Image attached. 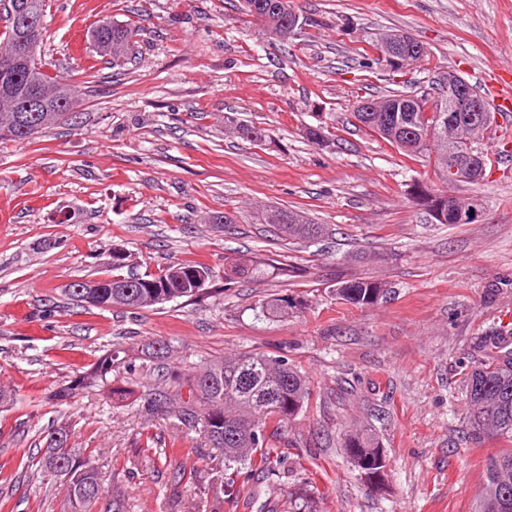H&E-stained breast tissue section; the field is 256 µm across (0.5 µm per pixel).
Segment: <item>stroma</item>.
Returning <instances> with one entry per match:
<instances>
[{"label":"stroma","instance_id":"1","mask_svg":"<svg viewBox=\"0 0 512 512\" xmlns=\"http://www.w3.org/2000/svg\"><path fill=\"white\" fill-rule=\"evenodd\" d=\"M242 4L45 0L42 58L84 95L68 121L0 143V512H60L61 490L34 459L53 425L98 453L104 488L124 491L130 512H190L165 472L223 470L201 427L98 391L53 400L106 350L134 358L155 340L175 367L263 352L310 380L307 408L279 424L275 474L249 472L221 512H290L303 485L320 512L476 510L486 459L505 443L463 441V377L480 337L512 312V156L480 185L449 186L354 112L450 71L478 88L491 72L512 81V0H294L302 27L285 41ZM131 19L140 31L120 64L85 39L99 21ZM395 30L425 49L407 76L376 50ZM229 116L263 129L262 144L225 135ZM415 180L480 197L481 217L435 223L408 194ZM271 207L330 234L274 239L261 222ZM218 213L227 223H212ZM118 255L125 275L206 265L213 290L141 310L68 299V284L111 276ZM228 257L266 274L225 286ZM357 278L386 297L337 299ZM271 296L289 300L287 317L258 315ZM351 428L382 441L385 492L353 471L341 446Z\"/></svg>","mask_w":512,"mask_h":512}]
</instances>
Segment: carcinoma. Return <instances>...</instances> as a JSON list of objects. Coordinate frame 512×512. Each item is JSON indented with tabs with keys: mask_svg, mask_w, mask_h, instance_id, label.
<instances>
[{
	"mask_svg": "<svg viewBox=\"0 0 512 512\" xmlns=\"http://www.w3.org/2000/svg\"><path fill=\"white\" fill-rule=\"evenodd\" d=\"M9 25L0 44L16 34L17 20L21 12H35L43 16L44 0H8ZM246 11L261 24L271 9L288 20L292 28L299 26V16L294 12L292 0H244ZM138 28L131 23L111 21L97 24L87 32L88 40L97 53L119 61L126 57L131 41ZM425 50L415 51L407 45L396 48L394 59L388 64L399 70L414 65L424 56ZM10 80L11 95L16 99L23 95L30 80L39 83L51 98L53 110L59 115L73 108L81 99L82 90L77 83L55 80L45 70L32 74L25 70L13 72ZM437 95L400 92L376 98L378 102L392 106L390 112H355L356 119L382 139L397 147L405 155H424L434 159L437 170L448 165V154L453 149L452 138L459 128L456 113L446 112V100L442 95V82H436ZM34 121L33 113L16 111V103L0 99V140L23 143L32 138L24 128ZM411 195L419 206L425 207L438 224H457L459 220L448 208V195L436 193L422 183L413 184ZM264 223L278 233L302 242H314L329 233L325 224H313L294 211L270 208L264 212ZM264 265L252 260H236L224 272V280L231 283L236 278L258 277ZM213 271L201 264L177 263L157 274L143 276L112 275L116 288L98 289L96 308L110 302L114 307L138 310L164 304L179 298H196L206 293ZM336 294L352 305L376 304L385 296L382 283L366 279L349 280L336 288ZM286 299H262L259 312L272 316L288 315ZM502 333L493 331L482 337L478 349L487 351L485 362L471 367L464 377L467 404L469 439L484 441L489 432L497 438L512 443V353L498 354L502 349ZM120 351L109 350L94 362L91 368L73 384L55 394L59 402L75 396V393L95 387H106L112 382V368L119 360ZM171 346L160 341L150 343L139 357L140 364L126 361L131 372L142 377L158 373L165 368ZM189 388V399L182 396V388ZM179 391L153 392L144 400L143 408L169 409L185 425H191L198 417L196 407L204 414L207 436L212 447L224 451V471L220 473L195 472L186 474L179 469L171 476V482L193 494L196 512H218L215 503L221 496L235 493L236 480L243 470L254 465L255 455H260L261 469L274 474L271 461V432L268 416L279 419L299 415L309 404L311 391L308 378L282 356H270L261 352L229 356L221 360L193 367L180 374ZM342 448L357 475L370 484L380 487L386 475L387 455L383 443L370 433L347 430L343 435ZM38 464L59 480L64 492L63 512H85V506L100 503L99 512H128L126 501L117 490L102 488L97 468L80 448L68 444V434L58 428L47 439V448ZM506 500L512 512V448L488 457L484 472L483 494L478 512H499L498 504ZM291 512H318L317 501L306 488L290 494Z\"/></svg>",
	"mask_w": 512,
	"mask_h": 512,
	"instance_id": "carcinoma-1",
	"label": "carcinoma"
}]
</instances>
